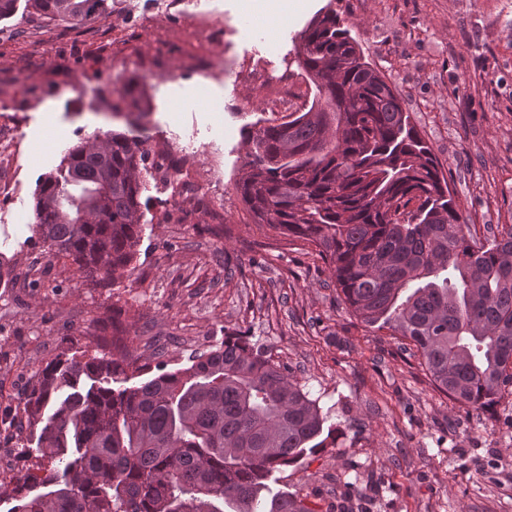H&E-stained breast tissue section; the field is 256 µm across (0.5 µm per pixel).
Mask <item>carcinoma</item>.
<instances>
[{
	"label": "carcinoma",
	"mask_w": 512,
	"mask_h": 512,
	"mask_svg": "<svg viewBox=\"0 0 512 512\" xmlns=\"http://www.w3.org/2000/svg\"><path fill=\"white\" fill-rule=\"evenodd\" d=\"M102 0H28L42 21L79 25ZM295 63L314 85L297 116L248 130L237 191L256 224L315 248L350 314L413 343L436 388L482 409L512 384V227L479 242L399 93L333 11L299 35ZM70 149L35 196V232L95 287L130 265L148 155L109 133ZM101 344L58 355L24 401L20 472L0 479L11 512H318L279 491L274 472L323 449L327 416L273 356L240 336L138 385L149 368ZM343 512H365L345 483Z\"/></svg>",
	"instance_id": "cac0c4a2"
}]
</instances>
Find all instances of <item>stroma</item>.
I'll return each mask as SVG.
<instances>
[{
	"label": "stroma",
	"instance_id": "obj_1",
	"mask_svg": "<svg viewBox=\"0 0 512 512\" xmlns=\"http://www.w3.org/2000/svg\"><path fill=\"white\" fill-rule=\"evenodd\" d=\"M328 9L397 89L477 236L512 226V0H303L273 34L240 0H175L163 13L106 0L75 28L31 21L17 0L0 19V124L21 144L17 193L0 203V418L18 414L39 367L95 345L105 325L165 371L244 336L305 384L336 430L328 452L284 469L289 491L326 508L341 476L364 487L368 512H512V386L485 409L450 400L412 344L358 324L327 265L253 223L236 192L243 130L273 116L249 69L312 100L291 61ZM199 16L223 33L205 68L186 56ZM129 84L135 96L122 98ZM107 131L138 136L156 167L130 268L94 288L34 234V195L68 149ZM185 147L197 172L187 195L166 170Z\"/></svg>",
	"mask_w": 512,
	"mask_h": 512
}]
</instances>
